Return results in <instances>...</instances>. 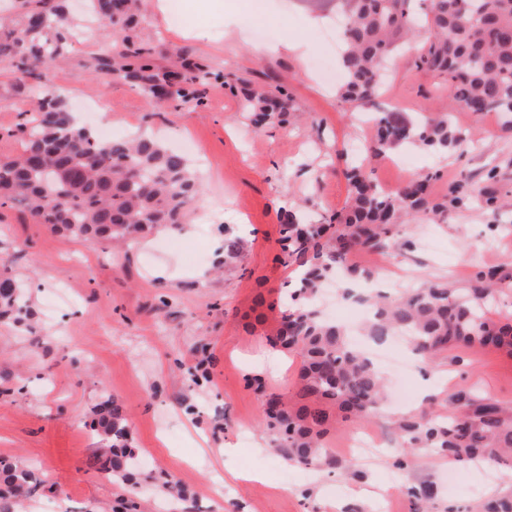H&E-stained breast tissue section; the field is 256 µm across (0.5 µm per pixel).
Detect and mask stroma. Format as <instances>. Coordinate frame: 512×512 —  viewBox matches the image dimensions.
I'll return each instance as SVG.
<instances>
[{
  "label": "stroma",
  "mask_w": 512,
  "mask_h": 512,
  "mask_svg": "<svg viewBox=\"0 0 512 512\" xmlns=\"http://www.w3.org/2000/svg\"><path fill=\"white\" fill-rule=\"evenodd\" d=\"M331 18L308 0H141L135 40L163 55L175 46L227 80H212L200 105L174 109L152 102L123 79L95 76L93 59L107 41L74 44L54 68L71 102L99 103L98 127L112 135L150 134L168 147L191 135L205 160L203 191L187 224L141 238L128 255L39 223L22 207L0 211V275L22 281L24 323L0 321V458L35 468L46 484L28 512H110L127 491L93 464L91 410L102 394L124 407L144 474H169L183 497L172 500L147 482L137 486L145 512H374L378 489L402 476L394 501L408 512L407 486L428 483L437 512L502 493L503 473L448 465L430 451L397 471L394 453L359 465L358 475L277 463L260 422L262 394L293 391L299 360L267 336L288 284L279 214L324 222L343 209L350 142L361 109L344 104L337 85L312 67L325 57L339 69ZM287 39L302 56L280 50ZM285 90L292 112L282 124L255 128L249 85ZM394 111L425 119L448 109L436 75L398 57L383 87ZM28 103L0 70V157L16 156L14 130ZM478 149L465 155L403 148L401 167L373 163L378 184L403 185L415 173L438 171L442 196L459 177L479 179L498 167L499 194L512 195V136L497 115L480 125ZM244 251L224 263V240ZM512 255V210L475 209L447 218L402 216L387 256L404 271L403 288L424 279L468 287L476 271ZM208 269L206 282L194 272ZM463 365H455V356ZM414 387L461 382L512 403V356L482 348L448 351L432 363H409Z\"/></svg>",
  "instance_id": "obj_1"
}]
</instances>
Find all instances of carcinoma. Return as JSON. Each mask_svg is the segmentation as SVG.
Returning a JSON list of instances; mask_svg holds the SVG:
<instances>
[{
	"mask_svg": "<svg viewBox=\"0 0 512 512\" xmlns=\"http://www.w3.org/2000/svg\"><path fill=\"white\" fill-rule=\"evenodd\" d=\"M344 17L341 64L345 81L338 94L345 103L369 109L380 97L386 63L402 48L413 65L448 82L450 112L411 122L393 112L375 120L365 151L380 158L403 144L434 154L463 155L478 129L462 132L451 113L462 110L479 121L494 112L502 131L512 134V0H336ZM90 20L113 40V49L95 57L94 70L134 83L151 99L167 94L177 105L201 102L204 81L219 77L199 62L177 56L180 70L161 67L153 51L137 46L130 25L137 0H89ZM83 28L66 12L65 0H20L17 17L0 21V64L27 87L35 106L21 112L17 132L22 152L0 159V210L21 204L41 223L91 242L123 247L161 227L186 223L202 190L188 158L160 142L100 139L79 123L56 86L41 70L64 56L72 36ZM254 122H282L289 99L263 92L248 97ZM434 173L418 174L392 193L383 192L363 163L347 172L348 206L325 224H302L292 211L281 224L287 263L301 270L298 287L270 343L300 358L299 389L293 398L266 392L261 420L272 436V451L293 464L350 469L331 458L323 441L342 421L374 417L384 385L372 359L356 349L346 328L323 318L312 300L336 265L359 250L386 251L404 213L445 217L469 209L495 211L503 202L489 188L497 168L486 170L487 186L468 180L431 192ZM512 273L501 266L479 271L471 287L446 282L411 288L398 297L372 291L373 310L365 332L377 343L406 329L413 350L434 360L451 348L506 351L512 354V314L497 312ZM28 314L24 285L0 276V319L21 323ZM92 430L98 440L94 464L110 478L134 480L135 452L128 420L110 396L95 406ZM393 432L401 442L396 466L427 448L454 464H505L512 460V405L479 395L466 384L436 397L430 407L399 416ZM40 485L32 469L0 460V512H16ZM409 512H433L435 493L428 484L408 489ZM480 512H512V493L491 497Z\"/></svg>",
	"mask_w": 512,
	"mask_h": 512,
	"instance_id": "cac0c4a2",
	"label": "carcinoma"
}]
</instances>
